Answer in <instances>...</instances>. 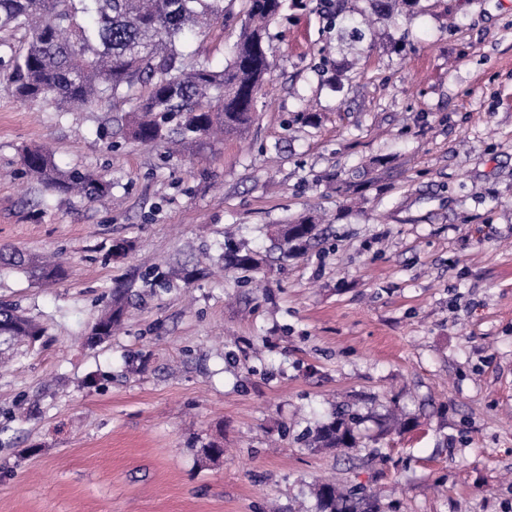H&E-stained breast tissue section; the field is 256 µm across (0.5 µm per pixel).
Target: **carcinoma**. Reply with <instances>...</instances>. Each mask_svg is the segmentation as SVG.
I'll return each instance as SVG.
<instances>
[{
	"mask_svg": "<svg viewBox=\"0 0 512 512\" xmlns=\"http://www.w3.org/2000/svg\"><path fill=\"white\" fill-rule=\"evenodd\" d=\"M389 16L393 6L412 7L420 0H369ZM283 0H244V15L226 65L216 68L207 57L187 60L179 42L186 34H209L224 20V0H0V47L17 35L24 47L13 55L11 83L22 101L50 100L60 112L127 100L135 118L131 136L144 144L161 140L166 124L179 119L180 144L191 146L216 133L231 135L252 120L256 95L272 70L266 38L281 15ZM25 172L56 194H76L92 203L112 192V183L94 173L59 168L46 149L24 147ZM317 237L308 219L284 224L276 246L285 257ZM224 266L250 269L256 254L224 242ZM0 263L33 269L46 281L64 271L19 249L1 248ZM123 315L115 303L95 322L98 340L112 336ZM43 330L16 309L0 304V342H34ZM362 417L347 410L306 430L311 448L360 447L356 428ZM316 512H383L378 498L363 487L322 482L314 491Z\"/></svg>",
	"mask_w": 512,
	"mask_h": 512,
	"instance_id": "obj_1",
	"label": "carcinoma"
}]
</instances>
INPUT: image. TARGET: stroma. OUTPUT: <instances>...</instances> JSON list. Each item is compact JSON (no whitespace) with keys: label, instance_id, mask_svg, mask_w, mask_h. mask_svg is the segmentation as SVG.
Returning a JSON list of instances; mask_svg holds the SVG:
<instances>
[{"label":"stroma","instance_id":"1","mask_svg":"<svg viewBox=\"0 0 512 512\" xmlns=\"http://www.w3.org/2000/svg\"><path fill=\"white\" fill-rule=\"evenodd\" d=\"M243 7L201 46L215 65ZM364 25L287 0L252 123L186 154L130 139L128 103L60 113L0 73V248L66 270H0L44 330L0 354V512H315L331 476L384 512H512V0ZM25 146L111 198L46 191ZM303 216L319 237L281 260ZM228 235L261 265L225 269ZM118 286L119 330L85 343ZM336 407L376 462L300 441Z\"/></svg>","mask_w":512,"mask_h":512}]
</instances>
